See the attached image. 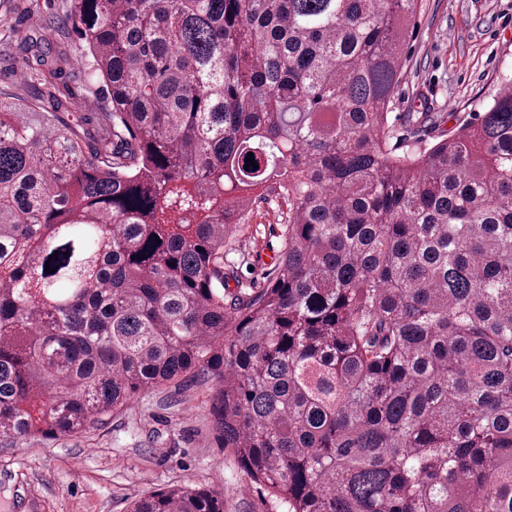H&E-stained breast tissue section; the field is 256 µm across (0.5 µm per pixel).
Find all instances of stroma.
<instances>
[{
    "instance_id": "obj_1",
    "label": "stroma",
    "mask_w": 512,
    "mask_h": 512,
    "mask_svg": "<svg viewBox=\"0 0 512 512\" xmlns=\"http://www.w3.org/2000/svg\"><path fill=\"white\" fill-rule=\"evenodd\" d=\"M64 0H0V92L51 104L72 98L68 115L82 136V117L107 108L101 82L82 72V45L73 31L51 27ZM42 35L63 43L70 61L41 83L25 81L13 45ZM404 76L388 121L400 153L415 155L477 118L500 80L512 75V0H424L416 33L405 47ZM417 112L436 124L409 123ZM284 200L256 201L224 249L229 290L260 288L272 277L282 248ZM212 382H187L146 394L88 432L59 439H0V512H125L155 489L201 484L224 497V512H282L224 451L209 415Z\"/></svg>"
}]
</instances>
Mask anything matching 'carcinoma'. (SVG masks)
Returning a JSON list of instances; mask_svg holds the SVG:
<instances>
[{
    "label": "carcinoma",
    "mask_w": 512,
    "mask_h": 512,
    "mask_svg": "<svg viewBox=\"0 0 512 512\" xmlns=\"http://www.w3.org/2000/svg\"><path fill=\"white\" fill-rule=\"evenodd\" d=\"M422 5L67 0L111 110L87 141L67 99L0 98L1 438L203 375L223 447L285 512H512V79L396 153ZM21 50L31 80L63 60ZM267 196L288 208L279 273L231 293L224 242Z\"/></svg>",
    "instance_id": "cac0c4a2"
}]
</instances>
